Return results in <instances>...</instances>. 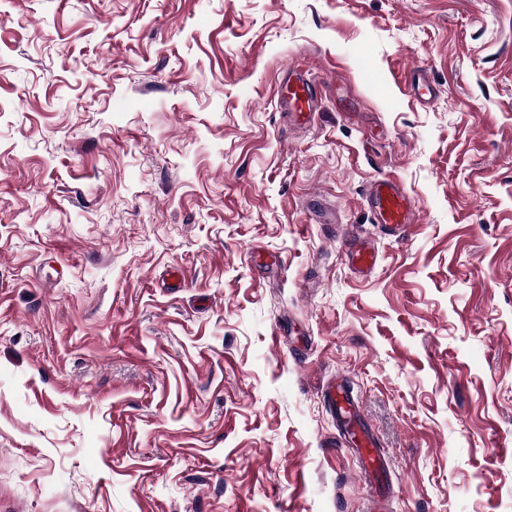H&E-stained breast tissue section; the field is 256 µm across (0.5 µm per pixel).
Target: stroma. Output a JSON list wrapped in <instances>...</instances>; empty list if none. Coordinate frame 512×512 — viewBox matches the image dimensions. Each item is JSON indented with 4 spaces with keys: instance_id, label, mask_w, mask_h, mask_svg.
<instances>
[{
    "instance_id": "obj_1",
    "label": "stroma",
    "mask_w": 512,
    "mask_h": 512,
    "mask_svg": "<svg viewBox=\"0 0 512 512\" xmlns=\"http://www.w3.org/2000/svg\"><path fill=\"white\" fill-rule=\"evenodd\" d=\"M333 376L388 512H512V0H0V512H368ZM288 96L282 95V101L290 116L296 121H304L310 115L311 87L301 77L288 78ZM366 200L375 224L386 231L405 233L416 222V202L394 178L373 181ZM345 259L348 266L362 276L371 273L378 264L377 252L358 242H353L347 247ZM342 441L351 448L359 461L361 472L369 479L374 493L369 512H386V476L389 462L380 445L364 422L361 408L343 381H332L325 388Z\"/></svg>"
}]
</instances>
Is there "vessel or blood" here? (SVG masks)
I'll return each mask as SVG.
<instances>
[{
  "mask_svg": "<svg viewBox=\"0 0 512 512\" xmlns=\"http://www.w3.org/2000/svg\"><path fill=\"white\" fill-rule=\"evenodd\" d=\"M311 98V87L307 82L299 77L289 79L288 94L283 104L294 120L308 118ZM366 200L375 223L385 230L401 234L416 222V202L394 178L383 177L373 181L367 190ZM345 259L352 270L363 276L371 273L378 264L377 252L358 242L347 247ZM325 393L342 441L353 450L361 472L374 489L369 512H386L388 460L381 453L376 437L362 418L359 404L345 384L331 382Z\"/></svg>",
  "mask_w": 512,
  "mask_h": 512,
  "instance_id": "1",
  "label": "vessel or blood"
}]
</instances>
